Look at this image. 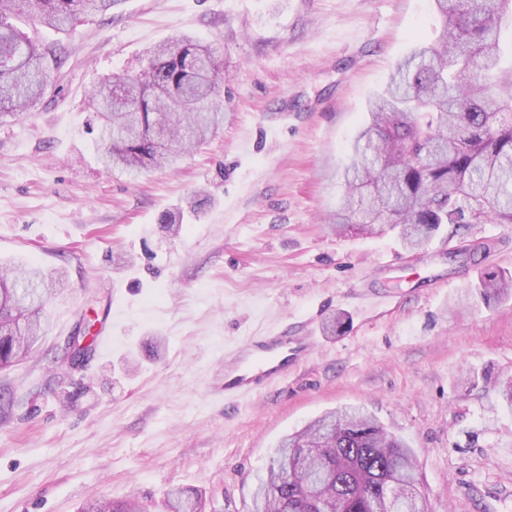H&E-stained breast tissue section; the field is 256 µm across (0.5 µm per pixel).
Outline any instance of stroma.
<instances>
[{
  "mask_svg": "<svg viewBox=\"0 0 512 512\" xmlns=\"http://www.w3.org/2000/svg\"><path fill=\"white\" fill-rule=\"evenodd\" d=\"M30 113L0 122V262L60 272L34 353L0 371V512H78L170 489L203 512H249L281 439L360 406L413 449L433 512H512V297L448 303L488 268L512 273V224L329 230L336 175L369 100L441 27L432 0H119L65 31ZM224 59V128L138 179L98 161L91 91L135 74L175 35ZM206 200L190 209L195 196ZM183 215L179 233L163 229ZM112 341L79 368L61 348L83 317ZM273 322L313 336L283 383L224 404V342Z\"/></svg>",
  "mask_w": 512,
  "mask_h": 512,
  "instance_id": "obj_1",
  "label": "stroma"
}]
</instances>
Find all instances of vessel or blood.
<instances>
[{"mask_svg":"<svg viewBox=\"0 0 512 512\" xmlns=\"http://www.w3.org/2000/svg\"><path fill=\"white\" fill-rule=\"evenodd\" d=\"M316 344L315 337L292 336L286 328L274 325L225 342V402H239L282 382L289 368L301 364Z\"/></svg>","mask_w":512,"mask_h":512,"instance_id":"obj_1","label":"vessel or blood"}]
</instances>
